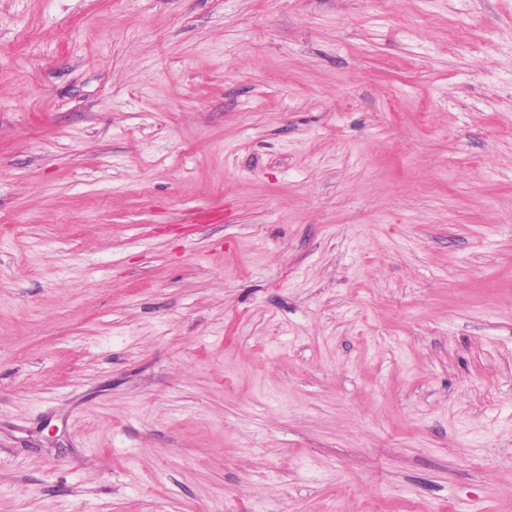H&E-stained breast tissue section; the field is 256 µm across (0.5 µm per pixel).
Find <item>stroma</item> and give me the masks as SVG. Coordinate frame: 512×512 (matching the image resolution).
Returning a JSON list of instances; mask_svg holds the SVG:
<instances>
[{
	"mask_svg": "<svg viewBox=\"0 0 512 512\" xmlns=\"http://www.w3.org/2000/svg\"><path fill=\"white\" fill-rule=\"evenodd\" d=\"M0 512H512V0H0Z\"/></svg>",
	"mask_w": 512,
	"mask_h": 512,
	"instance_id": "1",
	"label": "stroma"
}]
</instances>
